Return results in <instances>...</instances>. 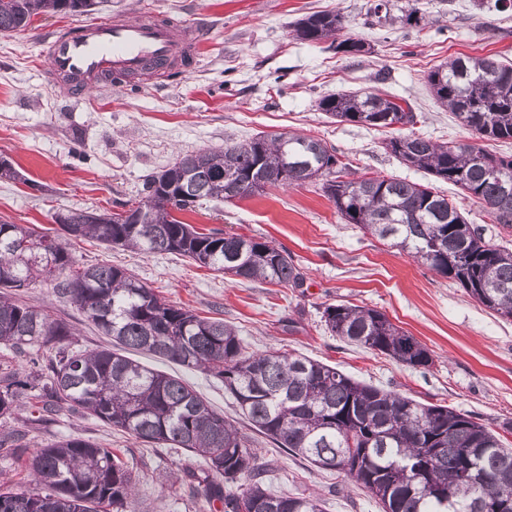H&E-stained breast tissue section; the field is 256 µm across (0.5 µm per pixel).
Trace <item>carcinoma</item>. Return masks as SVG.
<instances>
[{
  "label": "carcinoma",
  "instance_id": "cac0c4a2",
  "mask_svg": "<svg viewBox=\"0 0 512 512\" xmlns=\"http://www.w3.org/2000/svg\"><path fill=\"white\" fill-rule=\"evenodd\" d=\"M417 2L408 0L395 15L389 0H378L368 14L381 27H419L426 19ZM96 6V0H0V33L24 30L39 14H85ZM293 31L350 58L370 53L363 39L344 32L338 12L308 14ZM426 80L477 141L450 145L409 131L387 139L385 149L477 200L493 223L512 226V156L480 145L512 140V64L463 54ZM318 108L369 129L413 126L417 118L382 89L331 94ZM317 180L346 223L391 242L512 319V250L487 240L433 187L351 178L334 149L298 133L181 153L144 182L141 200L122 204L123 220L93 208L73 209L60 226L71 239L95 238L143 254L177 253L239 279L300 287L301 273L272 242L200 233L176 213L204 200L232 202ZM37 282L52 285L111 347L77 349L67 323L49 320L17 297ZM321 321L331 335L413 369L433 365L430 350L378 310L336 303L324 308ZM0 345L30 354L32 364L28 373L8 367L0 372V418L34 399L48 421L66 407L145 443L188 450L204 468L187 471L184 482L206 502H221L224 512H322V500L304 491L272 490L249 439L224 415L191 386L128 353L165 358L223 383L258 433L320 469L345 473L384 512H495V503L500 512H512V448L472 415L363 384L309 357L250 352L224 320L166 302L126 268L79 267L65 241L8 222L0 223ZM45 347L54 354L41 355ZM25 467L32 487L0 490V512H127L135 497L127 464L79 437L40 449Z\"/></svg>",
  "mask_w": 512,
  "mask_h": 512
}]
</instances>
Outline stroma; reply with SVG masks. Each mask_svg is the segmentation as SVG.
<instances>
[{"instance_id":"stroma-1","label":"stroma","mask_w":512,"mask_h":512,"mask_svg":"<svg viewBox=\"0 0 512 512\" xmlns=\"http://www.w3.org/2000/svg\"><path fill=\"white\" fill-rule=\"evenodd\" d=\"M368 6V0H101L94 18L119 14L134 21L152 12L203 35L178 76L138 74L80 98L67 85H49L42 73L44 37L78 24V17L38 15L25 31L0 34V158L21 174L15 181L0 179V221L56 236V213L109 212L138 199L144 180L181 152L298 132L325 141L354 174L434 184L485 237L512 248V227L493 223L456 187L433 182L387 153L382 142L388 129L339 123L317 107L324 95L380 82L410 102L414 132L440 142L466 140L468 131L436 103L426 76L462 53L512 61V8H496L492 0H420L429 23L407 30L370 25ZM329 10L341 13L346 32L364 39L370 54L348 58L293 38L295 21ZM179 218L203 233L272 241L300 271L302 286L250 282L178 254L111 250L94 240L74 242V258L80 265L105 262L131 270L165 300L234 325L250 350L304 355L419 402L453 406L494 428L512 422V319L407 252L345 223L318 184L214 201ZM24 298L49 319L71 325L82 348L105 345V337L49 285L25 289ZM348 302L384 312L429 348L433 365L411 369L325 332L324 306ZM146 364L180 377L234 421L257 448L275 490L308 489L322 498L323 512H382L366 493L350 491L343 474L318 469L254 431L222 383L158 358ZM29 412L21 406L0 422L27 453L81 437L118 452L138 474L136 512H211L182 482L184 471L201 466L200 457L147 445L65 410L34 429Z\"/></svg>"}]
</instances>
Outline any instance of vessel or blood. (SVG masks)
<instances>
[{
	"mask_svg": "<svg viewBox=\"0 0 512 512\" xmlns=\"http://www.w3.org/2000/svg\"><path fill=\"white\" fill-rule=\"evenodd\" d=\"M199 31L164 19L130 22L116 17L52 32L43 51L46 77L88 91L93 81L120 78L153 64L161 69L193 57Z\"/></svg>",
	"mask_w": 512,
	"mask_h": 512,
	"instance_id": "b4317fda",
	"label": "vessel or blood"
}]
</instances>
